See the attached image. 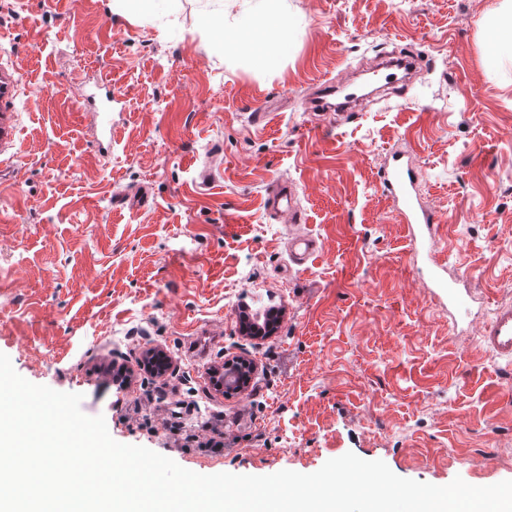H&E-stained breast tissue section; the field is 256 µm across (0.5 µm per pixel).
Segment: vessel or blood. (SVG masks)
I'll list each match as a JSON object with an SVG mask.
<instances>
[{
  "label": "vessel or blood",
  "mask_w": 512,
  "mask_h": 512,
  "mask_svg": "<svg viewBox=\"0 0 512 512\" xmlns=\"http://www.w3.org/2000/svg\"><path fill=\"white\" fill-rule=\"evenodd\" d=\"M100 131L96 137V148L100 155L112 152V97L104 95L101 100ZM381 188L386 196L399 206L408 237L414 247L425 252H433L436 236L433 219L422 206L414 182V171L409 160L401 156L392 157L381 174ZM267 209L273 214L287 216L290 223H300L301 211L292 189L285 185L275 186L267 199ZM289 248L299 264H307L317 252L316 241L308 236L291 237ZM444 265L434 264L430 272V282L440 297L448 303L451 317H460L469 309V292L450 284L444 277ZM481 342L484 347L498 357L512 360V305L499 307L493 317L481 329Z\"/></svg>",
  "instance_id": "b4317fda"
}]
</instances>
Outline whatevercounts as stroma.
Wrapping results in <instances>:
<instances>
[{
  "label": "stroma",
  "mask_w": 512,
  "mask_h": 512,
  "mask_svg": "<svg viewBox=\"0 0 512 512\" xmlns=\"http://www.w3.org/2000/svg\"><path fill=\"white\" fill-rule=\"evenodd\" d=\"M500 0H277L278 64L216 27L259 0H0V353L28 381L80 393L111 437L183 468L312 473L351 452L435 485L512 480L506 360L457 335L427 286L380 173L405 155L436 218L435 259L469 277L483 316L512 303V69L486 61ZM412 82L349 112H310L380 50ZM112 87V155L78 105ZM214 175L201 186L199 174ZM287 181L304 223L269 215ZM322 248L296 266L288 237ZM274 308V336L241 311ZM163 349L164 376L140 369ZM243 357L246 391L211 382Z\"/></svg>",
  "instance_id": "1"
}]
</instances>
